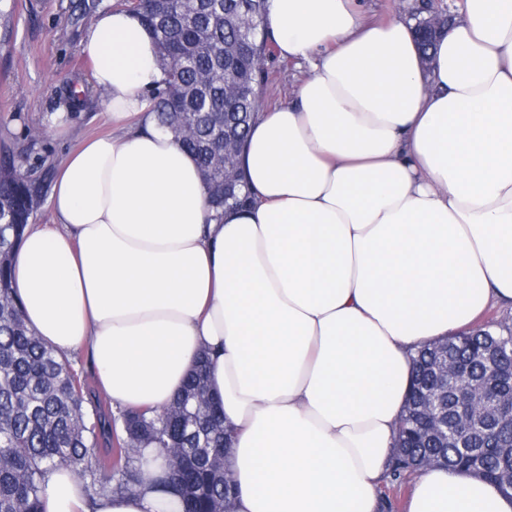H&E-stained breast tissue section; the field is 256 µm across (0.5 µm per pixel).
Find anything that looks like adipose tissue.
<instances>
[{"label": "adipose tissue", "instance_id": "1", "mask_svg": "<svg viewBox=\"0 0 512 512\" xmlns=\"http://www.w3.org/2000/svg\"><path fill=\"white\" fill-rule=\"evenodd\" d=\"M267 33L307 61L257 111L252 201L208 220L194 157L155 131L153 36L100 12L82 52L114 135L60 164L16 249L27 327L59 359L88 348L114 407L159 408L200 353L232 432L233 512H376L410 354L512 301V0H460L423 65L411 23L355 0H269ZM42 512H178L45 475ZM409 512H512L480 478L432 468Z\"/></svg>", "mask_w": 512, "mask_h": 512}]
</instances>
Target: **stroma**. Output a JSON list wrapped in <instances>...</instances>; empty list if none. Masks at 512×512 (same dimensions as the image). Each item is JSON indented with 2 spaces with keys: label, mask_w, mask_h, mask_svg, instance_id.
Listing matches in <instances>:
<instances>
[{
  "label": "stroma",
  "mask_w": 512,
  "mask_h": 512,
  "mask_svg": "<svg viewBox=\"0 0 512 512\" xmlns=\"http://www.w3.org/2000/svg\"><path fill=\"white\" fill-rule=\"evenodd\" d=\"M117 0H16L13 32L0 40V148L21 154L22 174L53 171L84 139L111 133L104 96L81 51L90 20L87 4L110 8ZM310 70L269 53L261 107L290 99Z\"/></svg>",
  "instance_id": "35a3bbf8"
}]
</instances>
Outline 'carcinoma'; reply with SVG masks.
Listing matches in <instances>:
<instances>
[{"mask_svg": "<svg viewBox=\"0 0 512 512\" xmlns=\"http://www.w3.org/2000/svg\"><path fill=\"white\" fill-rule=\"evenodd\" d=\"M136 13L153 35L161 58L163 79L154 87L151 110L156 129L182 137L207 187V204L214 221L227 208L244 204L249 191L241 152L255 121V102L264 78L267 39L264 23L268 0H120ZM15 0H0L3 37L11 33ZM238 87L224 96V83ZM235 152L224 157L223 135ZM232 181L224 187V165ZM44 194V180L17 173L13 154L0 152V512H42L44 475L50 468L71 469L95 494L133 493L144 477V450L152 446L167 462L157 483L176 486L182 512H225L235 489H224V474L212 457L223 452L224 417L213 415L199 400L206 388L205 364L189 375L176 405L123 413L121 434L112 436V423L85 403L97 399L87 378L60 362L53 349L24 324L13 295L12 260L34 206ZM512 328L479 325L452 336L456 352L471 358L476 380L495 376L488 361L512 365ZM432 351L415 360L411 384L434 385ZM417 401L409 393L396 434L406 447L392 454L385 481L401 484L406 473L433 461L461 473L473 471L457 443L444 444L421 434L413 417ZM109 435L110 447L99 455L94 445ZM512 465V450L488 453L484 469L488 482Z\"/></svg>", "mask_w": 512, "mask_h": 512, "instance_id": "cac0c4a2", "label": "carcinoma"}]
</instances>
